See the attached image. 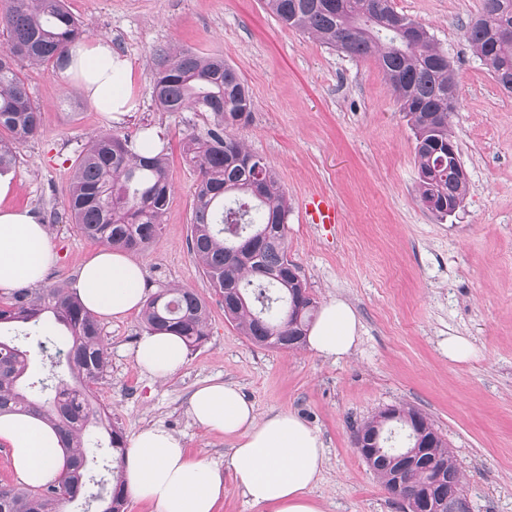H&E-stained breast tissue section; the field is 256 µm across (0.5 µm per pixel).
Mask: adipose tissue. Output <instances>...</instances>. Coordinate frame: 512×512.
<instances>
[{
  "label": "adipose tissue",
  "instance_id": "ef3b65f1",
  "mask_svg": "<svg viewBox=\"0 0 512 512\" xmlns=\"http://www.w3.org/2000/svg\"><path fill=\"white\" fill-rule=\"evenodd\" d=\"M63 81L74 84L109 121L133 108V75L110 41L90 38L70 49ZM15 181L0 176V293L42 283L57 255L45 225L30 210L9 207ZM144 265L122 252L101 248L82 264L73 290L87 309L103 319H123L144 299ZM359 341V321L346 301L326 302L308 332L307 343L327 360L349 355ZM183 340L169 332L140 338L134 358L142 371L168 378L186 363ZM188 412L201 429L233 437L225 466L191 456L180 437L154 425L131 440L124 474L130 495L154 512H218L224 474L232 472L246 502L265 512H323L310 494L325 459L320 435L295 414H258L238 386L220 380L191 394ZM0 442L10 450L19 481L28 487L62 481L70 452L49 424L23 414L0 416Z\"/></svg>",
  "mask_w": 512,
  "mask_h": 512
}]
</instances>
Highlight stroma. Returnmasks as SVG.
<instances>
[{
    "label": "stroma",
    "mask_w": 512,
    "mask_h": 512,
    "mask_svg": "<svg viewBox=\"0 0 512 512\" xmlns=\"http://www.w3.org/2000/svg\"><path fill=\"white\" fill-rule=\"evenodd\" d=\"M392 5L430 31L457 74L450 127L470 190L455 214L439 217L420 201L415 138L377 62L283 26L264 0H66L85 36L110 39L128 60L135 108L111 125L57 71L23 67L41 128L17 148L9 203L48 227L58 261L45 285L72 282L99 244L49 214L64 209L78 155L106 130L160 136L172 194L161 233L137 258L147 293L180 285L208 302V338L157 380L133 356L146 331L140 313L101 321L110 362L92 392L125 437L160 425L191 455L223 464L232 438L202 430L187 412L193 390L219 379L259 414L288 411L319 433L326 457L312 495L323 512H400L352 438L374 413L407 405L447 440L469 512H512V94L464 37L481 0ZM173 47L221 56L247 84L252 117L232 135L267 160L288 195V256L314 300L339 297L356 311L351 355L333 362L305 347L261 348L225 319L187 248L197 173L182 148L212 119L159 111L151 97L158 56ZM316 192L335 199L340 223L310 222L303 201ZM452 336L467 337L475 358L449 360Z\"/></svg>",
    "instance_id": "35a3bbf8"
}]
</instances>
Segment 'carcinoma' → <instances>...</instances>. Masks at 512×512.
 <instances>
[{
    "instance_id": "cac0c4a2",
    "label": "carcinoma",
    "mask_w": 512,
    "mask_h": 512,
    "mask_svg": "<svg viewBox=\"0 0 512 512\" xmlns=\"http://www.w3.org/2000/svg\"><path fill=\"white\" fill-rule=\"evenodd\" d=\"M283 26L315 37L322 45L343 47L356 58H374L404 112L415 138L418 193L440 217L448 203L464 202L469 182L448 175L450 116L458 100L454 68L420 23L398 13L392 0H264ZM8 35L0 49V172L15 163V149L37 136L40 112L31 100L23 64L63 69L69 47L82 34L64 0H9L0 14ZM472 52L498 85L512 93V0H482L481 12L465 30ZM152 97L161 112H208L213 127L191 133L185 160L198 173L193 195L188 248L224 304V317L251 343L265 348H298L315 311L304 279L291 270L284 245L288 198L271 166L226 134L246 124L253 100L244 80L224 58L190 49L159 56ZM255 161H250L251 157ZM170 200L167 158L142 156L130 137L110 131L94 136L80 154L66 197L68 219L85 237L123 251H143L161 230ZM63 327V360L51 365L53 383L30 380L28 350L0 339V414L42 416L71 451L69 476L40 489L0 483V512H63L86 495L85 475L99 465L89 453L88 431L99 428L108 447L123 462L124 436L94 400L90 385L103 378L109 363L95 314L63 283L21 288L0 300V326L40 327L47 315ZM209 308L191 288L171 287L148 296L142 320L150 331L165 330L195 347L207 339ZM47 394H32L33 387ZM394 422L407 430L404 451L417 450L416 468L407 481L419 495L407 512H425L455 494L456 460L432 423L419 410L401 407ZM380 435L384 452L369 461L384 487L395 481L399 452ZM101 480L108 492L92 493L100 512H125L127 493L121 471L108 468Z\"/></svg>"
}]
</instances>
